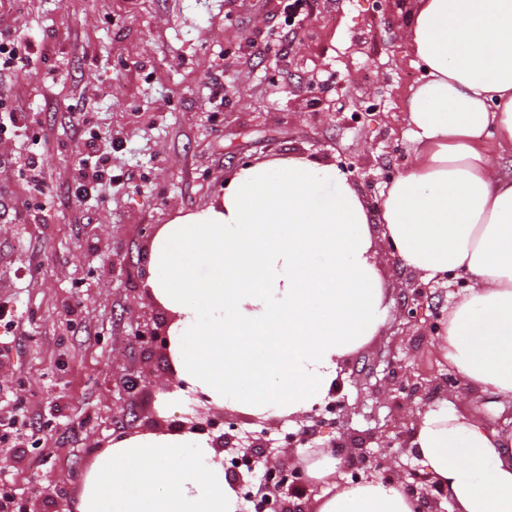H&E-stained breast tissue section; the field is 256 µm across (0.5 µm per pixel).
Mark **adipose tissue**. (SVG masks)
<instances>
[{"instance_id": "obj_1", "label": "adipose tissue", "mask_w": 512, "mask_h": 512, "mask_svg": "<svg viewBox=\"0 0 512 512\" xmlns=\"http://www.w3.org/2000/svg\"><path fill=\"white\" fill-rule=\"evenodd\" d=\"M424 80L408 101L414 152L371 214L333 165L299 158L241 168L216 205L161 227L147 282L169 314L171 369L210 404L296 420L385 320L372 223L402 262L467 276L438 347L472 388L512 402V0H418L404 32ZM334 186L324 204L320 186ZM206 275H199L198 265ZM458 393L413 426L411 451L453 512H512V432L459 410ZM330 480L311 512H417L401 483ZM211 441L188 431L115 440L75 512H239Z\"/></svg>"}]
</instances>
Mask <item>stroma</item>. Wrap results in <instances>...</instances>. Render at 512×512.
<instances>
[{"mask_svg": "<svg viewBox=\"0 0 512 512\" xmlns=\"http://www.w3.org/2000/svg\"><path fill=\"white\" fill-rule=\"evenodd\" d=\"M284 0H0V27H26L51 51L31 58L10 95L40 137L0 133V302L18 309L0 352V423L25 416L24 445L0 443V473L22 507L75 512L97 455L114 439L178 429L206 403L181 383L161 391L168 354L150 343L167 312L146 286L149 245L162 225L216 204L247 165L302 157L345 171L371 212L411 159L407 99L422 74L401 38L417 0H308L285 53L252 54L277 29ZM224 73V103L209 83ZM81 103L111 137V191L75 203L68 189L81 132L66 108ZM40 153L51 206L31 218L14 157ZM386 293L378 336L342 366L328 401L289 422L226 410L227 433L260 460L311 464L345 439L358 446L347 480L375 477L389 460L413 484L425 467L398 448L442 401L453 369L436 347L461 281L422 279L382 250ZM419 385L411 396L407 388ZM389 447H382V440Z\"/></svg>", "mask_w": 512, "mask_h": 512, "instance_id": "stroma-1", "label": "stroma"}]
</instances>
